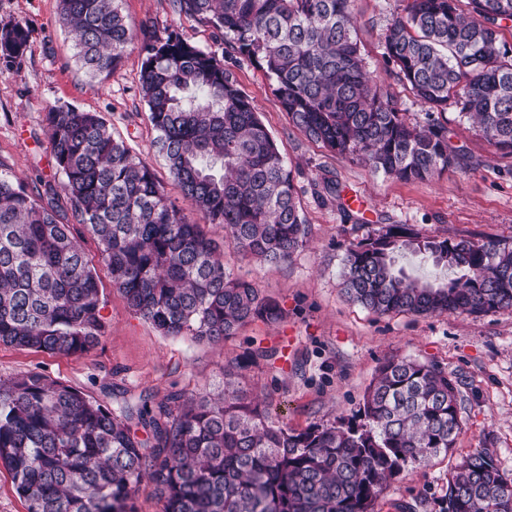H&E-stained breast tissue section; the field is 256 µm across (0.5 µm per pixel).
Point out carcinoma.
<instances>
[{
    "mask_svg": "<svg viewBox=\"0 0 512 512\" xmlns=\"http://www.w3.org/2000/svg\"><path fill=\"white\" fill-rule=\"evenodd\" d=\"M178 14L224 34L225 58L178 33L134 26L119 0H59L83 71L115 69L141 38V88L154 143L182 198L245 258L286 264L309 225L292 169L251 100L224 68L264 70L289 124L340 157L403 181L468 163L433 117L453 107L512 156V47L500 42L512 0H411L384 33L386 63L429 112L411 125L366 72L354 0H172ZM30 31L0 28V60L21 58ZM63 192L38 195L0 175V344L50 355L89 352L106 334L100 276L77 244L72 212L96 238L103 268L128 307L169 337L213 346L280 303L224 267L219 243L189 221L154 171L105 118L70 105L45 113ZM410 252L453 273L426 280ZM346 296L378 315L483 313L512 307V242L386 232L350 243ZM267 357L224 366V390L152 395L108 407L29 371L0 380V465L27 512H136L142 480L161 512H375L393 479L455 447L462 432L456 377L433 361L391 356L358 413L303 429L272 416L241 385ZM439 512H512V477L488 452L448 475Z\"/></svg>",
    "mask_w": 512,
    "mask_h": 512,
    "instance_id": "cac0c4a2",
    "label": "carcinoma"
}]
</instances>
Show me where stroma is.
<instances>
[{
    "label": "stroma",
    "instance_id": "obj_1",
    "mask_svg": "<svg viewBox=\"0 0 512 512\" xmlns=\"http://www.w3.org/2000/svg\"><path fill=\"white\" fill-rule=\"evenodd\" d=\"M407 4L355 0L354 7L369 72L414 123L424 121L426 108L390 76L383 48L387 26ZM119 6L131 24L153 21L159 36L174 31L201 48H224L216 30L175 13L171 0H120ZM16 21L28 25L30 41L19 63L0 69V174L30 188L41 179L62 185L44 116L49 106L66 104L101 113L113 135L152 167L171 200L180 201L166 160L153 145L139 80L141 43L127 47L115 70L91 77L76 62L58 0H0V27ZM227 68L286 156L311 236L285 265L242 257L229 244L224 264L277 298L287 318L277 324L253 322L220 347L167 337L129 309L106 279L102 299L108 328L97 347L65 357L0 344V379L35 370L108 405L143 392L160 400L176 390L216 389L225 364L261 346L274 355L244 371L242 384L290 427L301 429L354 415L378 365L393 355L412 356L443 363L458 377L463 430L448 455L394 481L381 512H391L393 500L410 503L413 512H439L449 472L478 450L492 454L512 477V307L481 314L380 316L348 301L339 277L346 245L390 229L421 237L512 238V157L502 156L451 110L441 120L451 145L471 167L422 182L376 174L290 125L262 69L246 61L229 62ZM326 171L339 181L342 202L314 194V182Z\"/></svg>",
    "mask_w": 512,
    "mask_h": 512
}]
</instances>
